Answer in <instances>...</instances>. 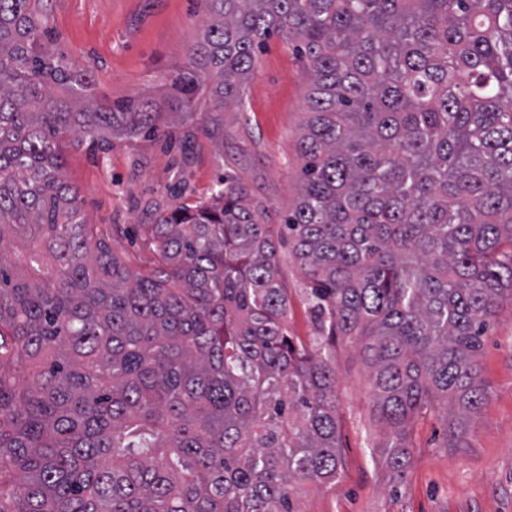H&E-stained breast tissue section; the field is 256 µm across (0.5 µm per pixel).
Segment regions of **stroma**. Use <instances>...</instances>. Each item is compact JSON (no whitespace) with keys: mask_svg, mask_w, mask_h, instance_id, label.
Returning <instances> with one entry per match:
<instances>
[{"mask_svg":"<svg viewBox=\"0 0 512 512\" xmlns=\"http://www.w3.org/2000/svg\"><path fill=\"white\" fill-rule=\"evenodd\" d=\"M46 9L55 54L91 74L96 94L110 103L142 93L164 101L170 74L190 63L205 15L204 0H47ZM306 82L303 59L275 36L256 54L241 106L224 111L223 147L204 133L200 111L162 125L160 135L113 140L104 152L63 139L64 175L79 191L84 219L111 225V248L141 264L150 258L144 240L153 205L205 201L224 170L234 169L270 210L287 212L301 167L295 147ZM187 131L195 139L186 158L165 137ZM278 258L290 289L288 329L308 339L302 273L287 248ZM479 365L489 397L468 418L459 447H442L443 410L432 409L414 424L411 461L398 481L377 450L384 435L368 369L355 345L338 343L341 466L330 485L305 487L302 512H512V305L494 317Z\"/></svg>","mask_w":512,"mask_h":512,"instance_id":"obj_1","label":"stroma"}]
</instances>
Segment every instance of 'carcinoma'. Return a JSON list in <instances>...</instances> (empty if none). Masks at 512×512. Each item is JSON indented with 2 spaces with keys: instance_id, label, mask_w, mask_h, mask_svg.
Wrapping results in <instances>:
<instances>
[{
  "instance_id": "1",
  "label": "carcinoma",
  "mask_w": 512,
  "mask_h": 512,
  "mask_svg": "<svg viewBox=\"0 0 512 512\" xmlns=\"http://www.w3.org/2000/svg\"><path fill=\"white\" fill-rule=\"evenodd\" d=\"M167 112L224 109L273 35L305 60L302 161L272 221L224 175L155 207L137 268L85 222L60 142L156 131L52 51L45 0H0V512H302L340 467L333 348L360 343L387 466L442 406L488 399L484 335L512 303V0H205ZM308 281L288 335L277 262ZM281 274L284 281L290 288L291 308L288 315V330L292 336H299L308 340L312 334V324L307 312L299 288L303 282V276L297 263L292 259L287 248H280L278 251Z\"/></svg>"
}]
</instances>
